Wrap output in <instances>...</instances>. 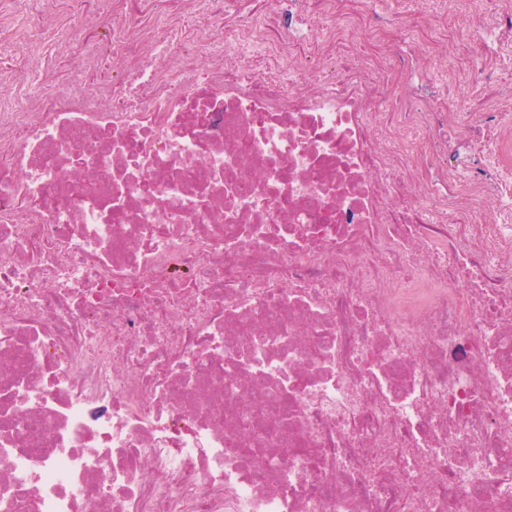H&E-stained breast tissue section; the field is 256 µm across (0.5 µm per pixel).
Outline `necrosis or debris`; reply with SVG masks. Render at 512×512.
I'll return each mask as SVG.
<instances>
[{
	"label": "necrosis or debris",
	"mask_w": 512,
	"mask_h": 512,
	"mask_svg": "<svg viewBox=\"0 0 512 512\" xmlns=\"http://www.w3.org/2000/svg\"><path fill=\"white\" fill-rule=\"evenodd\" d=\"M168 2L0 107V512H512V98L396 84L374 0ZM177 13L179 22L187 21L189 24L202 25L204 22H208V30L212 40L215 43L224 42V27H222L219 18H204L202 16L187 15L184 17L181 5L178 3H172L169 8V14Z\"/></svg>",
	"instance_id": "4bbe7bcc"
}]
</instances>
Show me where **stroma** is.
Segmentation results:
<instances>
[{"mask_svg":"<svg viewBox=\"0 0 512 512\" xmlns=\"http://www.w3.org/2000/svg\"><path fill=\"white\" fill-rule=\"evenodd\" d=\"M117 0H57L47 9L43 0H0V100L12 101L17 111H51L70 96L75 85L96 87L118 80L112 65L114 38L107 19ZM495 0H446L427 6L423 0H378L376 21L395 32L405 55L418 58L412 69L395 66L404 79L436 83L453 112L478 107L484 85L479 67L437 71L417 30L425 14L434 13L457 22L468 12L493 13ZM406 27L396 30V17Z\"/></svg>","mask_w":512,"mask_h":512,"instance_id":"1","label":"stroma"}]
</instances>
